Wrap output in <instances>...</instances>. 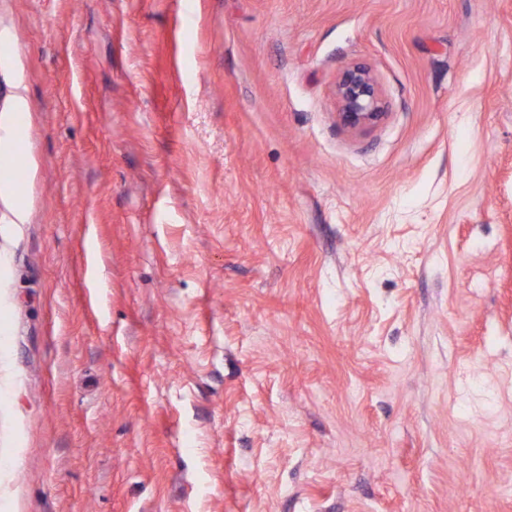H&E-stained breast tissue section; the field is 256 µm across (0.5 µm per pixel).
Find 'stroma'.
Instances as JSON below:
<instances>
[{
	"instance_id": "stroma-1",
	"label": "stroma",
	"mask_w": 512,
	"mask_h": 512,
	"mask_svg": "<svg viewBox=\"0 0 512 512\" xmlns=\"http://www.w3.org/2000/svg\"><path fill=\"white\" fill-rule=\"evenodd\" d=\"M4 162L0 512H512V0H0ZM334 93L341 125L363 131L379 125L387 115L378 82L363 63L345 66L338 74Z\"/></svg>"
}]
</instances>
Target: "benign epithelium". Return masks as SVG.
Returning <instances> with one entry per match:
<instances>
[{"mask_svg":"<svg viewBox=\"0 0 512 512\" xmlns=\"http://www.w3.org/2000/svg\"><path fill=\"white\" fill-rule=\"evenodd\" d=\"M334 93L341 125L363 131L379 125L387 115L378 82L363 63L345 66L338 74Z\"/></svg>","mask_w":512,"mask_h":512,"instance_id":"1","label":"benign epithelium"}]
</instances>
